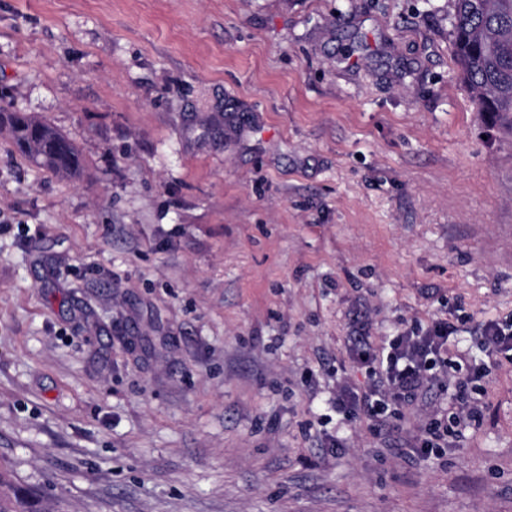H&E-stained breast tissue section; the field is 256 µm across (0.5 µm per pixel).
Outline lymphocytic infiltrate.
I'll return each instance as SVG.
<instances>
[{"instance_id": "1", "label": "lymphocytic infiltrate", "mask_w": 512, "mask_h": 512, "mask_svg": "<svg viewBox=\"0 0 512 512\" xmlns=\"http://www.w3.org/2000/svg\"><path fill=\"white\" fill-rule=\"evenodd\" d=\"M453 328L446 320L434 321L424 333L407 332L394 337L389 343L385 364L371 368L373 386L364 389L341 388L336 399L341 402L349 418L368 413L379 419L384 417L389 404L414 406L434 383L448 372H469L479 380L489 379L490 368H473L465 354L451 353L449 339ZM478 423L477 408L465 396H458L451 420L436 417L420 430L416 446L428 455L437 453L448 435L449 421Z\"/></svg>"}]
</instances>
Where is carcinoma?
Wrapping results in <instances>:
<instances>
[{
    "label": "carcinoma",
    "mask_w": 512,
    "mask_h": 512,
    "mask_svg": "<svg viewBox=\"0 0 512 512\" xmlns=\"http://www.w3.org/2000/svg\"><path fill=\"white\" fill-rule=\"evenodd\" d=\"M455 58L480 112L512 116V0H453ZM17 150L40 166L69 177L83 171L77 145L50 124L22 112L0 111ZM0 512H39L0 475Z\"/></svg>",
    "instance_id": "1"
}]
</instances>
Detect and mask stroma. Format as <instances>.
<instances>
[{
    "label": "stroma",
    "instance_id": "1",
    "mask_svg": "<svg viewBox=\"0 0 512 512\" xmlns=\"http://www.w3.org/2000/svg\"><path fill=\"white\" fill-rule=\"evenodd\" d=\"M452 0H0V473L44 512H512V128ZM493 365L440 456L338 386L434 320ZM8 127L17 150L55 173L77 177L83 160L77 145L50 124L22 112H2L0 128ZM482 335V344L490 354L512 351V324H489Z\"/></svg>",
    "mask_w": 512,
    "mask_h": 512
}]
</instances>
